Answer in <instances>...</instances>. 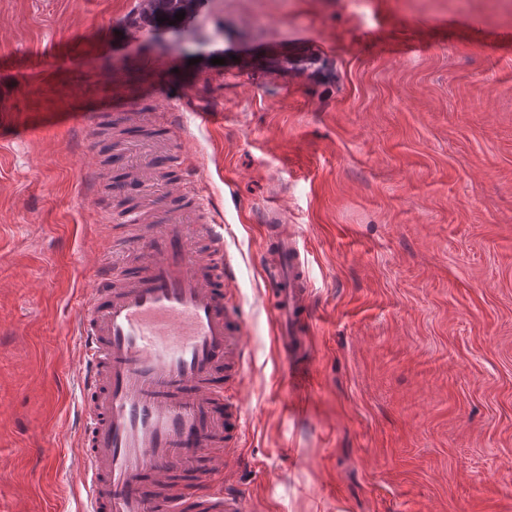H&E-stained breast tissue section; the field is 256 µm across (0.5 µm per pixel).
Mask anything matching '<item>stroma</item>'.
Wrapping results in <instances>:
<instances>
[{"label":"stroma","instance_id":"stroma-1","mask_svg":"<svg viewBox=\"0 0 512 512\" xmlns=\"http://www.w3.org/2000/svg\"><path fill=\"white\" fill-rule=\"evenodd\" d=\"M138 6L0 0V512L83 509L70 322L125 232L117 99L183 113L222 214L249 507L512 512V0H207L184 53ZM273 220L312 290L298 384Z\"/></svg>","mask_w":512,"mask_h":512}]
</instances>
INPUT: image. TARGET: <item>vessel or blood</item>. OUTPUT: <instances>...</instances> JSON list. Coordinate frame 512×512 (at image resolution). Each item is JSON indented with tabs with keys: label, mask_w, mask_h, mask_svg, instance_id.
<instances>
[{
	"label": "vessel or blood",
	"mask_w": 512,
	"mask_h": 512,
	"mask_svg": "<svg viewBox=\"0 0 512 512\" xmlns=\"http://www.w3.org/2000/svg\"><path fill=\"white\" fill-rule=\"evenodd\" d=\"M121 119L134 134L162 131L146 157L113 173L145 190L125 217L140 227L123 243L136 260L104 259L74 320L84 512H245V492L227 484L243 437L232 391L248 369L224 226L207 203L203 166L178 148L189 135L182 114ZM171 192L178 202L157 211L158 196ZM267 235L278 339L297 361L311 307L305 259L283 225Z\"/></svg>",
	"instance_id": "1"
}]
</instances>
